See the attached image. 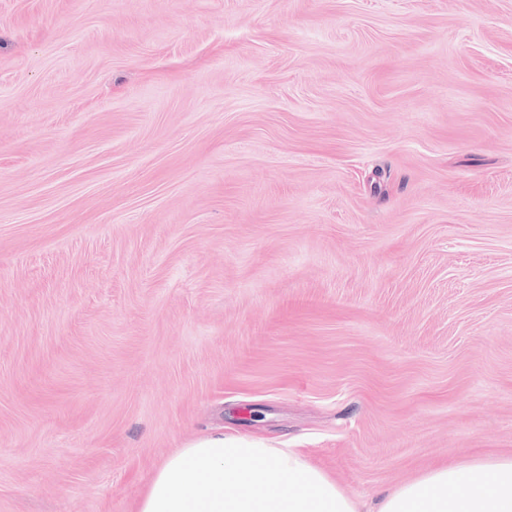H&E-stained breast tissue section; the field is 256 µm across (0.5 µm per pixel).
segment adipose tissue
I'll return each instance as SVG.
<instances>
[{"mask_svg": "<svg viewBox=\"0 0 512 512\" xmlns=\"http://www.w3.org/2000/svg\"><path fill=\"white\" fill-rule=\"evenodd\" d=\"M138 512H512V455L437 466L366 506L299 449L209 433L156 470Z\"/></svg>", "mask_w": 512, "mask_h": 512, "instance_id": "adipose-tissue-1", "label": "adipose tissue"}]
</instances>
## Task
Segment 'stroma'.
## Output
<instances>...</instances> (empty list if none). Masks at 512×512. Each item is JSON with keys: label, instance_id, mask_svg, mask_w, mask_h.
<instances>
[{"label": "stroma", "instance_id": "35a3bbf8", "mask_svg": "<svg viewBox=\"0 0 512 512\" xmlns=\"http://www.w3.org/2000/svg\"><path fill=\"white\" fill-rule=\"evenodd\" d=\"M216 430L512 454V0H0V512Z\"/></svg>", "mask_w": 512, "mask_h": 512}]
</instances>
